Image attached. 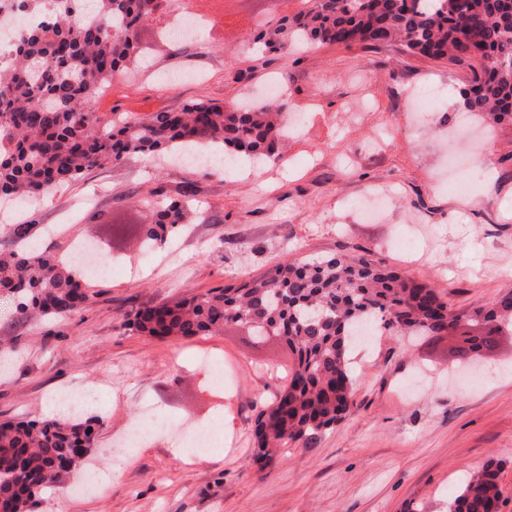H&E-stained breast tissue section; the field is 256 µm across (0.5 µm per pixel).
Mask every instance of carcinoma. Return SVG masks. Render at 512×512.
I'll list each match as a JSON object with an SVG mask.
<instances>
[{"instance_id":"obj_1","label":"carcinoma","mask_w":512,"mask_h":512,"mask_svg":"<svg viewBox=\"0 0 512 512\" xmlns=\"http://www.w3.org/2000/svg\"><path fill=\"white\" fill-rule=\"evenodd\" d=\"M276 24L260 23L253 43L285 55L323 45L396 43L409 56L445 60L471 72L463 108L492 124H512V0H304ZM52 20L31 30L7 69L0 66V200L38 201L91 169L131 157L171 156L178 148L221 151L226 160L272 156L284 136L283 95L240 109L194 101L179 111L99 112L100 93L122 69L148 64L142 29L176 0H53ZM89 10L92 21L79 20ZM134 227L139 245L165 248L200 212L161 191ZM0 243V296L23 321H53L85 309L77 265L37 239L36 225H9ZM232 324L277 336L295 366L256 418L254 460L277 445L315 448L355 409L350 346L361 330L457 336L459 355L512 335V291L453 310L434 285L367 256L339 251L312 260L287 255L268 274L129 314L127 328L166 338L214 336ZM104 420L21 419L0 423V502L27 512L88 455ZM501 491L495 470L470 473L450 512H491Z\"/></svg>"}]
</instances>
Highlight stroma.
Here are the masks:
<instances>
[{
	"mask_svg": "<svg viewBox=\"0 0 512 512\" xmlns=\"http://www.w3.org/2000/svg\"><path fill=\"white\" fill-rule=\"evenodd\" d=\"M180 7L213 24L177 53L157 48L156 67L196 61L204 77L163 99L153 74L117 75L98 111L177 110L203 98L230 105L280 84L293 122L285 156L230 177L134 157L89 170L26 213L56 229L59 251L80 238L112 264L111 275L90 282L86 308L61 321L16 323L0 298V331L22 347L0 374V422L44 416L60 389L90 381L101 392L87 410L107 421L90 452L109 468L107 485L77 492L64 483L36 497L30 512H448L468 471L489 463L499 472L500 512H512V339L473 367L461 364L450 336L387 332L358 346L356 414L318 447L287 445L263 468L253 457L255 419L288 379L286 346L275 337L254 342L233 326L166 341L127 330L138 308L264 275L289 254L371 253L434 283L456 310L512 290V125L484 128V151L448 164L467 68L359 45L261 56L250 44L249 0ZM432 83L442 92L429 119L407 122L414 97ZM452 178L459 190H449ZM159 185L172 196L192 193L206 218L148 258L126 231L143 216L138 198ZM378 188L394 197L370 222L360 209ZM200 351L223 363V388L196 366ZM148 406L221 423L224 441L180 458L164 436L117 447Z\"/></svg>",
	"mask_w": 512,
	"mask_h": 512,
	"instance_id": "35a3bbf8",
	"label": "stroma"
}]
</instances>
